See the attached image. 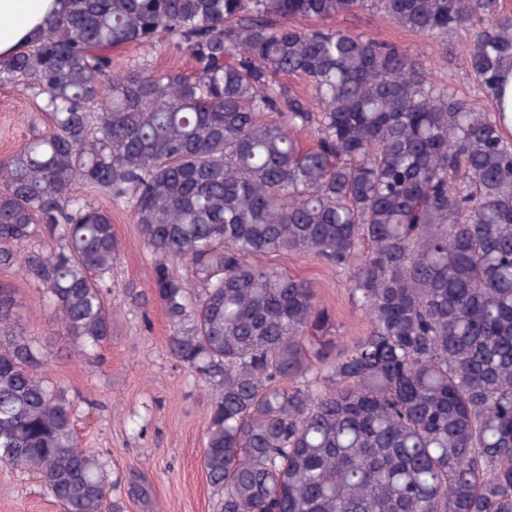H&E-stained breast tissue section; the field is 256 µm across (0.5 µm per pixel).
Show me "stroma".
<instances>
[{
  "instance_id": "35a3bbf8",
  "label": "stroma",
  "mask_w": 512,
  "mask_h": 512,
  "mask_svg": "<svg viewBox=\"0 0 512 512\" xmlns=\"http://www.w3.org/2000/svg\"><path fill=\"white\" fill-rule=\"evenodd\" d=\"M338 28L392 41L431 68L460 96L480 102L467 73L470 30L438 45L369 12L341 15ZM117 65L146 63L157 69L188 71V53L167 42L150 50L127 47L113 51ZM45 118L31 96L0 87V156L12 153ZM112 224L121 251L112 274V305L117 312L112 337L99 357L85 356L55 333L52 311L40 288L0 269L19 302L18 332L36 347V370L61 386L74 404L76 431L83 447L107 463L109 497L123 512H217L218 496L202 467L211 391L168 349L171 334L163 307L151 298V255L128 209H112ZM271 264L307 280L336 320L340 346L353 343L368 323L352 303L350 284L310 255L280 254ZM0 512H62L40 479L0 465Z\"/></svg>"
}]
</instances>
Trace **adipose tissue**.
<instances>
[{
	"mask_svg": "<svg viewBox=\"0 0 512 512\" xmlns=\"http://www.w3.org/2000/svg\"><path fill=\"white\" fill-rule=\"evenodd\" d=\"M54 6L55 0H0V58L26 45Z\"/></svg>",
	"mask_w": 512,
	"mask_h": 512,
	"instance_id": "1",
	"label": "adipose tissue"
}]
</instances>
